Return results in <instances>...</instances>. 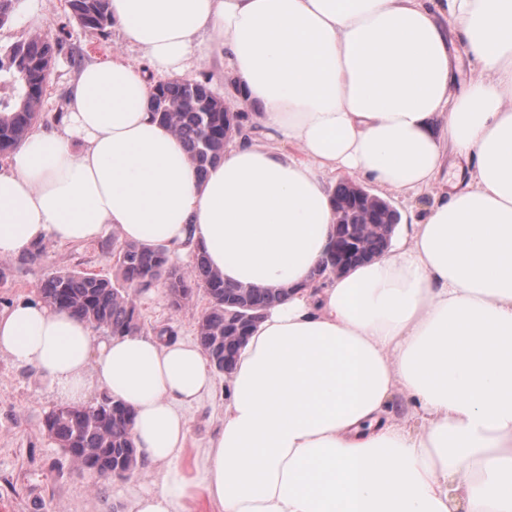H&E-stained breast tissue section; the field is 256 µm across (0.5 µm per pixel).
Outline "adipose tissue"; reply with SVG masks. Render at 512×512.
Wrapping results in <instances>:
<instances>
[{
    "instance_id": "adipose-tissue-1",
    "label": "adipose tissue",
    "mask_w": 512,
    "mask_h": 512,
    "mask_svg": "<svg viewBox=\"0 0 512 512\" xmlns=\"http://www.w3.org/2000/svg\"><path fill=\"white\" fill-rule=\"evenodd\" d=\"M143 52L85 64L63 126L0 165V257L53 240L203 252L227 283L280 288L239 351L198 485L165 475L130 512H512V0H110ZM485 72L452 89L449 35ZM209 56L256 106L206 172L154 119V77ZM467 176L447 190L446 161ZM429 194L388 250L316 276L332 183ZM0 354L60 403L129 405L140 460L186 445L210 395L204 350L138 332L96 340L31 300L0 313ZM402 402L403 417L394 414Z\"/></svg>"
}]
</instances>
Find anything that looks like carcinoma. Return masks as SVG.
I'll return each instance as SVG.
<instances>
[{"label": "carcinoma", "mask_w": 512, "mask_h": 512, "mask_svg": "<svg viewBox=\"0 0 512 512\" xmlns=\"http://www.w3.org/2000/svg\"><path fill=\"white\" fill-rule=\"evenodd\" d=\"M74 20L85 30L102 34L112 26L109 0H67ZM59 43L32 33L25 40L0 49V155L9 154L42 119L41 96L54 65ZM26 81H12L18 70ZM155 118L185 144L191 164L200 172L224 153L231 131L249 126V113L231 112L216 96L209 79L158 82L152 99ZM337 221L333 247L352 265L372 260L389 245L399 212L385 199L361 194L352 183L333 190ZM108 254L115 258L119 277L112 281L85 271L56 272L42 280L39 293L46 304L65 309L93 328L112 336L139 329L133 293L156 283L167 284L170 307L177 311L193 294L204 291L209 306L197 322V343L214 370L233 373L241 343L234 336H250L255 324L249 316L265 313L280 301L281 292L260 287L230 286L197 254L185 270L170 260L163 247L125 243ZM132 409L105 397L90 407L58 405L44 420L47 436L73 463L99 478L116 471L135 475L143 468L130 427Z\"/></svg>", "instance_id": "obj_1"}]
</instances>
